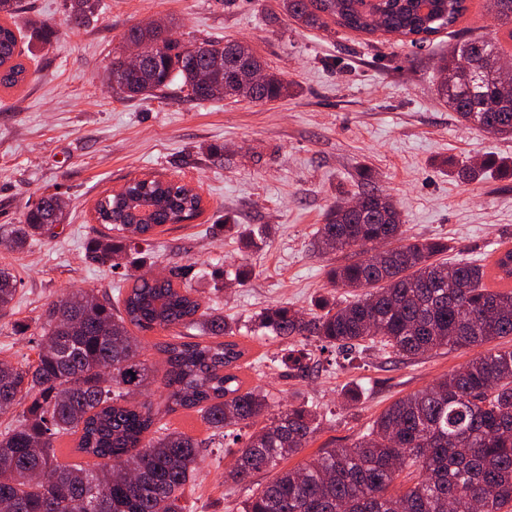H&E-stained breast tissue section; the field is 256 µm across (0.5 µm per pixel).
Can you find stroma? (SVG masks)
<instances>
[{
    "mask_svg": "<svg viewBox=\"0 0 512 512\" xmlns=\"http://www.w3.org/2000/svg\"><path fill=\"white\" fill-rule=\"evenodd\" d=\"M491 3L468 0L451 31L414 44L334 24L300 28L278 0H101L98 15L82 26L70 19L69 0H24L11 25L20 32L27 78L0 86V229L20 223L44 194L64 199L66 219L23 251L0 246V268L17 279L13 308L0 318V359H35L31 330L52 301L76 289L110 294L129 287L125 268L92 262L87 247L105 232L93 219L96 201L134 176L178 178L203 198L198 217L160 227L142 243V271L180 269L203 306L242 324L273 304L308 310L330 291L329 268L349 255L318 253L314 234L332 203L358 192L363 167L397 204L408 237L447 240V261L483 259L499 241H512V178L490 173L464 182L455 173L487 156L511 157L512 139L460 125L435 95L437 61L450 44L479 36L512 53V32L498 25ZM171 18L181 41L249 43L288 81L287 96L193 101L176 85L149 99L113 94L108 72L124 33ZM42 20L57 31L48 45L34 35ZM228 223L258 230L255 246L243 248L225 232ZM217 263H244L253 275L228 286L210 274ZM249 346L261 361L248 371L249 385L280 403L305 401L336 413L288 459L291 468L352 443L392 402L477 354L440 350L410 362L372 347L349 363L312 342L315 366L303 375L271 366L280 342ZM354 385L361 399L345 406L342 392ZM230 463L223 449H208L187 492L190 512H236L244 491L225 487Z\"/></svg>",
    "mask_w": 512,
    "mask_h": 512,
    "instance_id": "stroma-1",
    "label": "stroma"
}]
</instances>
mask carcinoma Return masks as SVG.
Here are the masks:
<instances>
[{
    "label": "carcinoma",
    "instance_id": "cac0c4a2",
    "mask_svg": "<svg viewBox=\"0 0 512 512\" xmlns=\"http://www.w3.org/2000/svg\"><path fill=\"white\" fill-rule=\"evenodd\" d=\"M294 23L324 29L327 20L355 32L423 41L453 26L467 0H433L421 14L417 0H384L376 9L362 0H279ZM100 0H70L80 26L95 17ZM172 24L136 25L126 40L163 51L145 71L126 70L112 89L152 96L174 81L197 101L226 97L271 102L288 93L280 74L265 69L242 42L183 44ZM18 37L0 24V85L23 82ZM503 50L493 41L469 38L438 60V97L456 120L505 138L512 137V81L500 78ZM250 68L262 84L239 80ZM499 168L512 177V160L487 157L457 172L462 181ZM148 188L159 200L152 223H136L127 196ZM358 208L335 203L315 233L323 253L359 251V259L331 267L328 278L347 295H321L304 315L286 304L250 317L253 337L288 343L278 363L301 373L311 369L305 342L333 347L353 361L365 343L399 360H416L446 349L470 348L512 336V243L501 241L487 264L461 259L448 266L436 256L448 251L440 239L404 236L393 201L376 188L356 194ZM202 210L193 189L172 180L132 179L123 193L97 202L109 233L89 244L98 264L120 265L128 250L156 228L191 220ZM64 220L57 195L29 205L23 223L12 225L9 246L30 240ZM117 235L112 236L110 232ZM118 299L78 289L52 303L38 326L33 363L0 360V416L16 414V425L0 431V512H188L186 488L194 482L203 442L167 427L161 414L194 410L218 438L233 437L224 483L248 486L259 473L271 477L250 490L240 512H512V348L477 356L461 370L394 401L351 445L328 448L285 469L289 458L313 440L326 416L305 402L277 408L268 392L245 386L241 361L248 348L233 319L202 308L192 286L169 277L131 275ZM16 279L0 269V313L12 309ZM141 335H134L130 327ZM168 332L159 344L166 370L164 395L156 403L152 370L142 359L143 334ZM73 436L89 456L86 465L58 459L54 443Z\"/></svg>",
    "mask_w": 512,
    "mask_h": 512
}]
</instances>
